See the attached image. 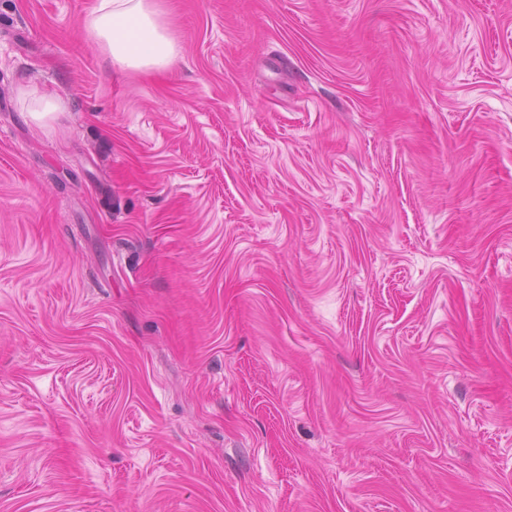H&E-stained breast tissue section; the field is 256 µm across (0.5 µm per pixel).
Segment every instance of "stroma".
Here are the masks:
<instances>
[{
  "mask_svg": "<svg viewBox=\"0 0 512 512\" xmlns=\"http://www.w3.org/2000/svg\"><path fill=\"white\" fill-rule=\"evenodd\" d=\"M94 2L0 0V512H512V0ZM85 29L123 69L161 70L177 57L175 39L154 0H96Z\"/></svg>",
  "mask_w": 512,
  "mask_h": 512,
  "instance_id": "stroma-1",
  "label": "stroma"
}]
</instances>
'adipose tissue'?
Masks as SVG:
<instances>
[{
  "mask_svg": "<svg viewBox=\"0 0 512 512\" xmlns=\"http://www.w3.org/2000/svg\"><path fill=\"white\" fill-rule=\"evenodd\" d=\"M85 28L113 63L127 70H161L177 56L175 39L154 0H96Z\"/></svg>",
  "mask_w": 512,
  "mask_h": 512,
  "instance_id": "ef3b65f1",
  "label": "adipose tissue"
}]
</instances>
